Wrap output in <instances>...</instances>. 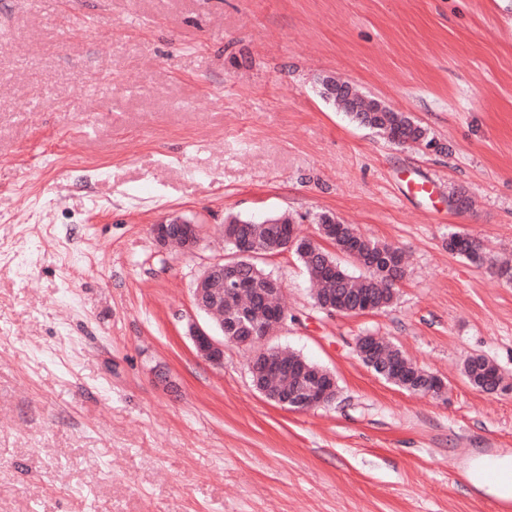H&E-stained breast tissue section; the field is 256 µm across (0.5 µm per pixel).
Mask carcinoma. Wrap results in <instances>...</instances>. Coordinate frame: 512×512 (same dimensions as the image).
Segmentation results:
<instances>
[{"mask_svg": "<svg viewBox=\"0 0 512 512\" xmlns=\"http://www.w3.org/2000/svg\"><path fill=\"white\" fill-rule=\"evenodd\" d=\"M351 119L360 126L370 128L387 141L416 148L420 145H436L429 130L403 112H357ZM225 223L239 226L242 237L252 236L259 241L262 251L256 256H236L227 263L236 266L241 283L252 288H262L272 273L262 262L267 255L285 252L281 240L297 233L291 217L286 214L272 215L261 221L240 216H228ZM323 240L334 248L329 251L316 240L298 236L299 245L292 250L304 267L310 281L316 286L314 300L336 299V307L346 314H358L364 311L380 312L389 308L395 299L397 284L405 274L404 257L401 250L388 243L372 240L360 234L351 224H330L322 234ZM448 252L469 262L482 266L486 263L496 269L498 276L512 280V264L494 263L490 253L480 239L460 231L448 233ZM354 258L364 269L360 276L352 275L338 259L337 254ZM250 294L224 295V307L217 310V316L224 317V324L230 325L238 320L240 309L250 307V317L245 326L232 333L224 334V339L247 335V328L269 324L272 308L279 306V295L269 300L249 303ZM376 359L368 365L376 375L385 379L392 377L405 384L411 379L418 382L428 381L429 376L410 360L405 353L382 339L375 349ZM274 359L282 356V364L293 365L292 372L269 373L263 378L264 388L277 393L288 387L310 383L314 378L317 365L300 355L283 350L260 351L253 357L254 364L264 358ZM466 379L474 378V386L492 385L496 381L497 369L487 366V359L473 357L465 367Z\"/></svg>", "mask_w": 512, "mask_h": 512, "instance_id": "1", "label": "carcinoma"}]
</instances>
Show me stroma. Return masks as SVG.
<instances>
[{"label":"stroma","instance_id":"obj_1","mask_svg":"<svg viewBox=\"0 0 512 512\" xmlns=\"http://www.w3.org/2000/svg\"><path fill=\"white\" fill-rule=\"evenodd\" d=\"M329 76L439 150L353 123ZM284 212L408 264L387 311L331 316L291 253L265 257L290 315L266 346L336 378L304 412L253 387L250 348L215 366L186 334L225 218ZM172 215L202 224L196 253L156 244ZM452 230L512 259V0H0V512H496L460 463L512 448V389L462 367L512 382V283ZM366 334L445 391L377 376ZM447 247L449 253L462 257L477 266L489 263L492 268L496 269L498 276L509 281L512 280V264L508 262L493 263L489 251L479 238L465 232H450L448 233ZM485 357V356H484ZM473 357L470 358L469 365L467 364L465 367L466 376L465 378L475 387L480 388V386L488 385L491 386L496 381V373L497 369L495 367H487L488 361L492 363V361L487 357ZM488 360V361H487ZM471 378H475V382L472 383ZM479 379L482 382L479 383Z\"/></svg>","mask_w":512,"mask_h":512}]
</instances>
